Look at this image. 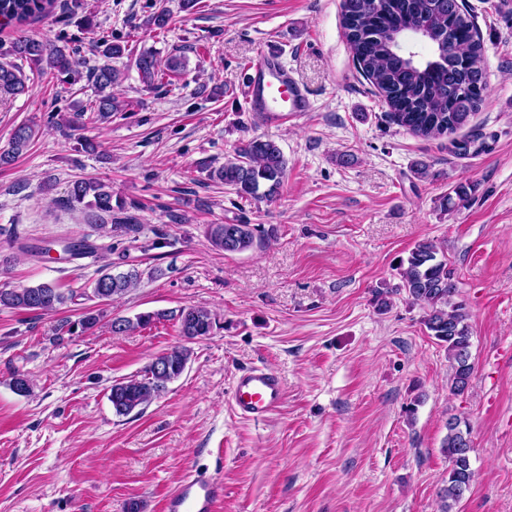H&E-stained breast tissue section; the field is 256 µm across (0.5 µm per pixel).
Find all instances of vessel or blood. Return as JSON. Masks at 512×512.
I'll list each match as a JSON object with an SVG mask.
<instances>
[{
	"mask_svg": "<svg viewBox=\"0 0 512 512\" xmlns=\"http://www.w3.org/2000/svg\"><path fill=\"white\" fill-rule=\"evenodd\" d=\"M244 99L251 111L280 122L312 111L313 104L282 62L279 49L260 52L249 64ZM283 380L264 366L242 370L232 388V406L242 418L258 421L276 413L285 399ZM224 483L215 475L191 469L163 500L161 512H222Z\"/></svg>",
	"mask_w": 512,
	"mask_h": 512,
	"instance_id": "b4317fda",
	"label": "vessel or blood"
}]
</instances>
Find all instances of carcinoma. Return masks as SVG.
<instances>
[{"label": "carcinoma", "mask_w": 512, "mask_h": 512, "mask_svg": "<svg viewBox=\"0 0 512 512\" xmlns=\"http://www.w3.org/2000/svg\"><path fill=\"white\" fill-rule=\"evenodd\" d=\"M55 0H0V17L16 28V36L5 53L26 61L40 75H48L61 83H71L85 76L95 88L94 99L76 106L71 118L58 125L63 134L82 127L86 112L106 119L114 112H128L132 103L121 101L112 88L121 82L123 72L115 62L133 61L141 83L156 89L167 77L186 69V58H166L152 47L133 53L128 43L101 35L93 43L99 60L90 66L76 47L35 37L27 27L52 13ZM71 15L78 25L92 31L97 28L95 15L88 13L81 0H72ZM342 15L345 34L354 61L374 85L390 109L391 119L424 137L452 134L465 127L479 111L487 95L488 81L484 64V48L474 17L463 0H343ZM172 21L171 11L164 5L154 9L143 26L162 32ZM29 91L23 71L13 62L0 63V94L14 97ZM39 133L38 124L22 123L13 130L9 148L0 152V166L10 164L28 150ZM287 175V160L279 146L260 137L242 143L235 156L212 171L209 177L231 188L247 201H274L280 194ZM66 203L71 208L93 213L100 223L94 225L106 234L119 229L137 234L141 224L131 215L116 216L125 205L113 199L112 188L92 179L73 181ZM225 224L207 225L205 235L218 250L243 252L256 242L257 228L252 224H236L238 237L233 244L224 242ZM65 250L75 258L98 251H112V245H93L87 239L71 241ZM93 282L92 297L110 301L135 287L141 272L131 269L112 273V264L101 266ZM400 275L408 296L426 307L422 324L428 335L445 348L451 364V390L462 395L468 390L474 371L471 362V331L465 300L459 298L455 271L441 248L432 240L417 242L407 258L400 262ZM73 292H65L54 283H41L0 291V307L19 312H49L73 300ZM174 320L183 343L157 355L153 362H165L170 371L152 373L147 367L141 376L130 377L112 385L110 400L115 412L129 415L141 412L160 397L168 384L185 370L191 356L189 343L211 333V313L198 306L175 310L140 313L123 319L118 334L134 332L156 322ZM471 433L469 424L456 415L448 416L447 434L441 450L448 458V477L439 491V512H455L470 489L474 478L471 468Z\"/></svg>", "instance_id": "carcinoma-1"}]
</instances>
